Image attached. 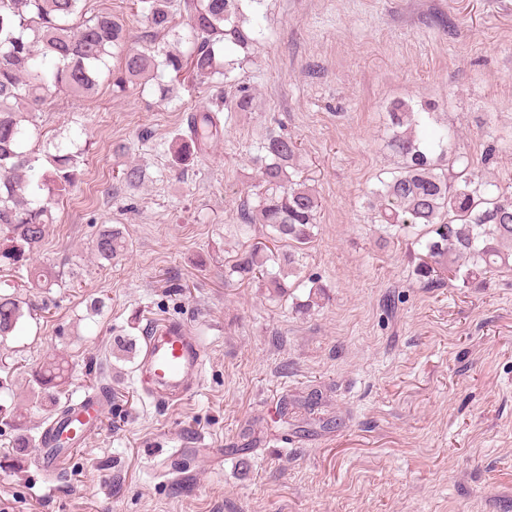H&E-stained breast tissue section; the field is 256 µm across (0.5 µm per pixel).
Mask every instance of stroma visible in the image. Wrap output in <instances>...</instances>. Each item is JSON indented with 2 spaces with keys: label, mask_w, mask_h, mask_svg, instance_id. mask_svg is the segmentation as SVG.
Here are the masks:
<instances>
[{
  "label": "stroma",
  "mask_w": 512,
  "mask_h": 512,
  "mask_svg": "<svg viewBox=\"0 0 512 512\" xmlns=\"http://www.w3.org/2000/svg\"><path fill=\"white\" fill-rule=\"evenodd\" d=\"M247 62L228 87L156 86L114 95L48 96L40 151L78 155V178L55 205L39 264L66 267L53 288L0 271V293L38 305L0 341V512H512V269L434 287L414 275L421 227L385 238L367 193L395 167L386 114L397 100L459 130L476 173L512 191V0H264ZM222 107L224 136L197 167L169 165L189 111ZM288 133L321 198L315 236L277 296L226 266L267 230L237 229L258 179L266 133ZM493 157H486L488 145ZM141 168L137 185L118 179ZM120 226L122 261L97 259L103 226ZM176 277L179 287H168ZM322 287L309 306L308 279ZM150 320L193 327L205 355L199 394L154 405L137 359ZM61 356L68 401L86 370L111 387L93 435L52 475L9 465L19 430L38 438L44 413L29 393L35 368ZM321 390L319 423L284 421L283 395Z\"/></svg>",
  "instance_id": "stroma-1"
}]
</instances>
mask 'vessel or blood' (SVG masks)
I'll return each instance as SVG.
<instances>
[{"label": "vessel or blood", "instance_id": "obj_1", "mask_svg": "<svg viewBox=\"0 0 512 512\" xmlns=\"http://www.w3.org/2000/svg\"><path fill=\"white\" fill-rule=\"evenodd\" d=\"M143 379L148 393L168 406L186 400L199 387L204 370L202 349L191 331L182 324L172 327L162 340H151L144 355ZM80 419L71 423L72 431L91 434L104 413L98 396L87 395L78 401Z\"/></svg>", "mask_w": 512, "mask_h": 512}]
</instances>
